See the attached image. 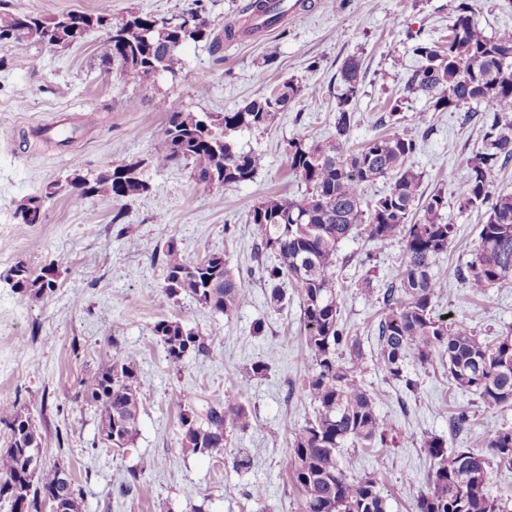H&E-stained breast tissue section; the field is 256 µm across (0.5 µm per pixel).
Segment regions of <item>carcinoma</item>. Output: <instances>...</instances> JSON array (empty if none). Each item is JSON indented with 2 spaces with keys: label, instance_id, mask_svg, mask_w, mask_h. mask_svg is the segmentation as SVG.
Segmentation results:
<instances>
[{
  "label": "carcinoma",
  "instance_id": "cac0c4a2",
  "mask_svg": "<svg viewBox=\"0 0 512 512\" xmlns=\"http://www.w3.org/2000/svg\"><path fill=\"white\" fill-rule=\"evenodd\" d=\"M249 25L257 33L281 20L275 0H251ZM456 20L448 39L428 43L406 31L410 51L419 59L406 91L424 96L436 112L476 104L490 113L480 150L457 192L460 209L487 207L472 260L462 275L475 293L512 287V193L491 190V174L512 158V30L487 35L469 0H457ZM96 29L107 35L109 57L123 62L121 75L141 84L151 70L176 74L183 65L182 48L204 41L185 37L164 18L136 11L112 13V0H102L95 13L63 12L50 17L0 11V48L14 54L31 45L63 48L80 43ZM335 137L312 142L299 133L284 146L288 167L305 184L291 196L276 195L256 203L249 213L256 239L255 259L266 273L269 298H286L287 281L298 297L304 343L311 367L304 381L316 411L305 426L292 432L284 468L302 494V512H387V500L374 474L351 477L342 460L346 442L363 448L384 445L397 428L380 415L361 373L366 353L358 337L340 325V294L336 288V254L352 232L380 243L402 240L404 260L382 294L384 313L378 323L376 365L405 387L417 388L407 366L440 360L458 389L478 396L488 408L512 404V326L488 338L464 320L435 313L440 291L433 274L436 259L448 252L457 227L443 221L447 206L437 192L422 198V175L415 168L416 140L393 131L373 136L354 149L350 145L355 113L350 108L361 83L360 62L352 57L341 67ZM316 92L312 86L283 82L234 112H192L162 101L166 113L162 139L147 163L156 169L192 165L194 188L207 193L217 186L253 181L261 166L255 152L239 149L235 136L271 123L279 112ZM142 160L96 174L74 164L67 182L82 196L106 195L130 199L161 188L142 178ZM389 182L382 196L367 201L364 188ZM59 184L50 183L41 195L20 200L14 215L22 224H39L46 201ZM165 270L161 302L174 305L189 296L215 314L232 315L240 305L241 284L231 275L224 255L212 253L200 262L186 260L178 244L162 248ZM274 255L276 263L263 264ZM55 261L34 274L23 261L3 279L11 288L39 298L56 288ZM153 334L164 347L170 367L180 370L189 357L208 351L205 339L182 322L162 320ZM83 402L95 408L98 423L112 420V436L97 435L106 448L129 447L138 435L141 382L135 352L119 351L112 361L85 382ZM181 448L210 454L224 448L227 429L251 427L247 408L238 401L206 402L200 410L179 402ZM0 427L6 445L0 448V500L10 512H42L46 495L59 492L60 512H80L83 490L66 468L40 466L28 471L31 454L43 449V435L31 415L15 403H0ZM432 468L427 489L417 496L415 512H502L489 490L493 469L512 470V427L501 425L483 448L448 449L446 441L430 436L424 442Z\"/></svg>",
  "mask_w": 512,
  "mask_h": 512
}]
</instances>
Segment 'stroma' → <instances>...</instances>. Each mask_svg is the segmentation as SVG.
I'll list each match as a JSON object with an SVG mask.
<instances>
[{"label":"stroma","instance_id":"35a3bbf8","mask_svg":"<svg viewBox=\"0 0 512 512\" xmlns=\"http://www.w3.org/2000/svg\"><path fill=\"white\" fill-rule=\"evenodd\" d=\"M248 2L112 0L113 12L134 9L158 18L197 3L211 30L210 41L184 48L176 77L141 85L123 80L106 58L100 31L69 48L34 46L20 55L0 50V273L19 261L35 270L62 263L55 291L37 300L0 281V402L31 414L44 436L46 464L64 465L82 486L81 512H192L199 504L206 512H301V495L283 468L291 429L304 426L315 408L303 390L310 362L301 311L292 293L281 304L270 303L253 258L248 215L261 198L303 190L288 169L284 142L300 132L320 142L331 139L340 69L348 58H357L364 71L352 146L382 133L387 102L404 97L395 128L416 138L422 189L444 193V220L458 228L434 266L442 285L437 311L466 321L482 336L512 324V290L476 295L460 276L487 213L459 209L455 195L482 145L488 115L468 105L436 112L424 97L404 93L417 65L406 30L428 42L446 40L455 0H306V8L285 15L276 27L226 37L227 25L246 24ZM289 79L318 92L278 113L269 126L242 134L240 146L262 158L253 181L203 194L193 190L188 168H151L146 177L161 186V195L124 200L64 191L46 202L42 223L14 219L17 201L64 181L73 163L98 172L148 158L163 132L159 101L193 112H227ZM88 112L96 115L90 125L84 122ZM55 122L78 127L77 139L65 147L33 140L34 127ZM119 211L124 217L117 222ZM171 238L191 262L223 254L242 285L236 313H212L187 296L170 307L160 302L161 249ZM402 255L401 241L380 244L357 233L339 247L340 323L361 339L366 354L376 349L382 304L365 299L364 290L383 293ZM164 318L198 331L208 354L187 360L181 370L171 368L153 334ZM120 349L137 354L143 406L133 445L117 452L96 445L97 417L81 394L89 375ZM261 360L267 372L252 376L251 364ZM409 371L418 382L412 392L375 365L362 372L381 416L398 428L396 442L344 447L350 474H375L390 512H414L416 497L427 488V437L442 436L452 449L480 448L492 427L512 425V405L485 407L478 396L451 385L440 362L423 367L413 361ZM215 398L242 402L251 427L228 431L222 451L183 453L180 402ZM460 410L469 422L457 432L450 419ZM241 448L256 461L246 473L232 467ZM132 480L133 490L127 487ZM256 486L264 490L262 499L249 495Z\"/></svg>","mask_w":512,"mask_h":512}]
</instances>
